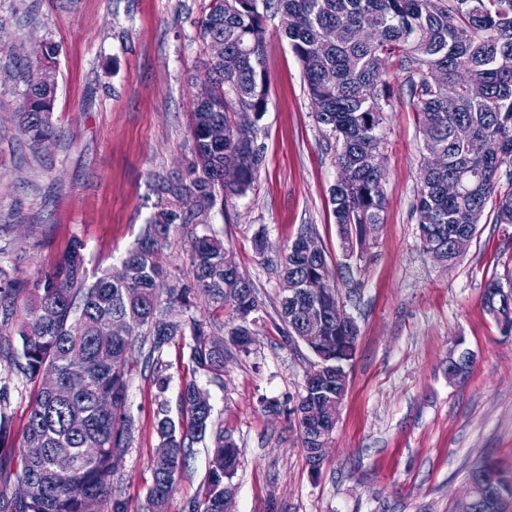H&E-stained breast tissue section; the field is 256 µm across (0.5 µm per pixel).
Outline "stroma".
<instances>
[{"instance_id": "stroma-1", "label": "stroma", "mask_w": 512, "mask_h": 512, "mask_svg": "<svg viewBox=\"0 0 512 512\" xmlns=\"http://www.w3.org/2000/svg\"><path fill=\"white\" fill-rule=\"evenodd\" d=\"M209 0H0V268L32 288L66 253L86 244L89 272L119 263L157 200L155 173L192 159L194 78L204 56L197 21ZM269 103L257 140L262 163L246 195L225 199L211 229L233 251L262 303L249 354L225 353L224 374L194 373L184 341L165 348L170 403L191 379L213 418L242 450L232 479L234 512H457L472 468L497 462L512 474V335L487 312L484 288L512 279V228L482 220L463 257L442 265L427 254L413 208L425 150L407 93L390 59L392 98L383 124L387 207L363 258L346 257L329 204L336 141L314 117L299 61L266 16ZM55 45L56 138L34 146L18 123L28 97L31 49ZM327 257L330 277L358 326L356 354L328 457L311 473L301 439L264 401L303 390L315 357L288 343L270 263L304 227ZM265 229V249L255 234ZM475 355L465 382L448 378L456 341ZM37 383L0 363V399L12 417V450L0 451V499L14 497ZM149 372L135 368L129 406L135 430L119 486L143 512L158 440ZM209 450L193 448L170 502L183 512L201 495Z\"/></svg>"}]
</instances>
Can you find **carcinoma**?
Wrapping results in <instances>:
<instances>
[{
	"label": "carcinoma",
	"instance_id": "1",
	"mask_svg": "<svg viewBox=\"0 0 512 512\" xmlns=\"http://www.w3.org/2000/svg\"><path fill=\"white\" fill-rule=\"evenodd\" d=\"M271 7L281 15L282 33L301 65L310 98L322 105L315 120L336 140V166L346 177L333 186L329 202L349 254H363L365 228L382 223L386 206L384 170L372 168L369 157L381 148L391 98L382 75L391 57L408 70L425 152L448 157L440 169L422 164L415 204L422 245H439L453 264L460 258L455 240L474 237L484 215L494 224H512V191H498L501 168L512 163V0H209L198 21L199 37L204 43L223 38L224 59L202 62L191 113L193 158L180 173L154 175L157 202L135 246L119 266L90 278L85 245L74 239L63 259L22 299L14 281L0 277V310L7 319L19 318L21 340L16 348L0 336V361L38 383L52 370L72 388L59 395L39 389L20 451L18 481L25 498L12 502L10 512H82L91 498L112 501V512H129L117 474L133 444L134 418L127 405L132 367L114 363L115 355H136L149 370L155 387L153 426L159 447L168 449L150 460L153 483L146 512H168L193 444L209 436L203 493L185 512H224V485L238 469L240 450L223 430H213L212 405L201 400L205 390L194 380L184 384L179 417L173 418L162 355L171 342L188 336L193 370L214 378L224 374V337L196 315L193 300L199 294L215 308L231 310L227 336L255 335L262 302L240 274L232 251L211 231L209 215L224 205L225 196L246 194L261 162L255 142L268 105L264 18ZM55 54L53 45L43 43L25 63L30 92L21 125L37 145L56 136L51 121ZM431 67L444 73L438 85L426 78ZM461 70L483 86L482 97L472 98L460 87ZM216 125L224 128L220 141L209 139ZM459 125L469 128L468 140L455 138ZM489 137L502 141L500 156L483 154ZM227 163L240 172L229 183L224 182ZM458 177L466 179L467 188L450 197L448 180ZM189 224L203 226L204 232L192 237L191 277L183 279L157 265L154 252ZM308 232L299 233L276 266L280 280L299 288L292 297L280 293L279 308L286 336H309L315 324L333 339L321 352L325 369L315 380L324 410L336 393V369L353 360L358 328L336 320V288L316 294L309 287L326 257L314 260L303 252L300 237ZM508 295L512 286L492 280L484 299ZM115 317L128 318L129 331L99 335ZM29 448L45 452L32 458ZM59 453L73 457L72 471L55 468ZM472 472L512 492V475L493 462L484 460Z\"/></svg>",
	"mask_w": 512,
	"mask_h": 512
}]
</instances>
